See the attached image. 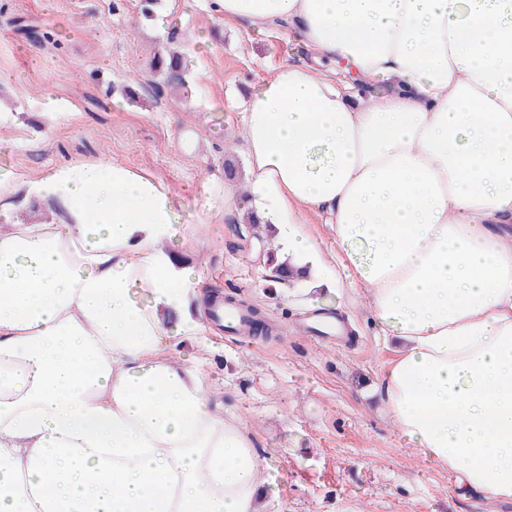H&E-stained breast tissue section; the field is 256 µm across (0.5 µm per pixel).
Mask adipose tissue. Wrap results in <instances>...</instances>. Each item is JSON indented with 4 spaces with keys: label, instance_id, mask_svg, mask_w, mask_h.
Segmentation results:
<instances>
[{
    "label": "adipose tissue",
    "instance_id": "obj_1",
    "mask_svg": "<svg viewBox=\"0 0 512 512\" xmlns=\"http://www.w3.org/2000/svg\"><path fill=\"white\" fill-rule=\"evenodd\" d=\"M212 8L308 54L254 89L248 178L225 202L248 188L304 283L366 292L401 344L381 394L403 437L512 501V0ZM32 202L51 221L18 220ZM185 240L174 196L129 164L24 182L0 168V512H260L255 438L180 351L209 332L202 282L173 250ZM306 220L308 223L306 224L307 230L320 241L321 247L325 251V256L330 260L332 252H336V245L333 242V237L330 235L329 228L315 214H308Z\"/></svg>",
    "mask_w": 512,
    "mask_h": 512
}]
</instances>
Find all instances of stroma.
Returning a JSON list of instances; mask_svg holds the SVG:
<instances>
[{
	"instance_id": "stroma-1",
	"label": "stroma",
	"mask_w": 512,
	"mask_h": 512,
	"mask_svg": "<svg viewBox=\"0 0 512 512\" xmlns=\"http://www.w3.org/2000/svg\"><path fill=\"white\" fill-rule=\"evenodd\" d=\"M172 30L187 54L184 90L146 67ZM298 57L277 30L224 22L208 0H159L151 17L137 0H0V167L27 179L108 157L183 203L181 224L205 246L182 258L209 292L251 305L267 327L247 340L214 328L205 350L225 413L243 420L277 475L263 512H512L403 441L379 394L397 345L379 336L367 297L294 283L281 301L264 238L224 207L225 162L240 182L249 166L226 148L243 105ZM322 308L350 329L340 346L301 331Z\"/></svg>"
}]
</instances>
